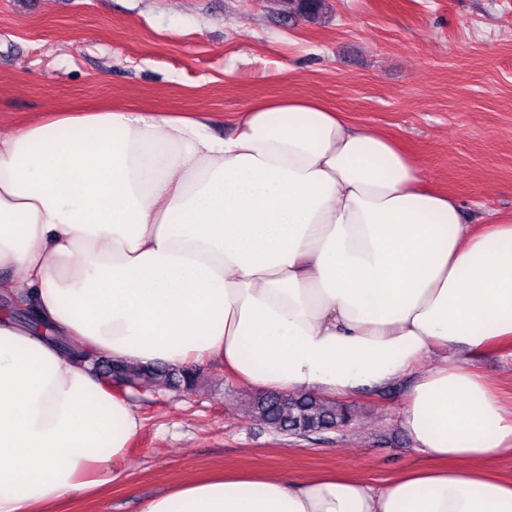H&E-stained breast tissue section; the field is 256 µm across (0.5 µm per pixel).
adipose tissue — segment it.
Segmentation results:
<instances>
[{
	"label": "adipose tissue",
	"mask_w": 512,
	"mask_h": 512,
	"mask_svg": "<svg viewBox=\"0 0 512 512\" xmlns=\"http://www.w3.org/2000/svg\"><path fill=\"white\" fill-rule=\"evenodd\" d=\"M206 112L54 109L0 133V512L108 487L141 420L58 340L131 365L216 360L263 392L407 376L425 467L180 479L140 512H512V410L466 365L512 340V215L466 223L392 134L317 97ZM33 322H19L22 304ZM430 367H423V360Z\"/></svg>",
	"instance_id": "1"
}]
</instances>
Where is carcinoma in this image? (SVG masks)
<instances>
[{
	"label": "carcinoma",
	"mask_w": 512,
	"mask_h": 512,
	"mask_svg": "<svg viewBox=\"0 0 512 512\" xmlns=\"http://www.w3.org/2000/svg\"><path fill=\"white\" fill-rule=\"evenodd\" d=\"M283 4L281 12L288 17L296 15L317 19L328 4L326 0H277ZM90 369L108 379L121 377L137 388L141 385L188 392L197 383V372L167 366H130L113 363L101 357H84ZM249 413L279 434L307 435L348 425L352 421L348 405L328 401L312 394L284 395L262 393L252 398Z\"/></svg>",
	"instance_id": "1"
}]
</instances>
